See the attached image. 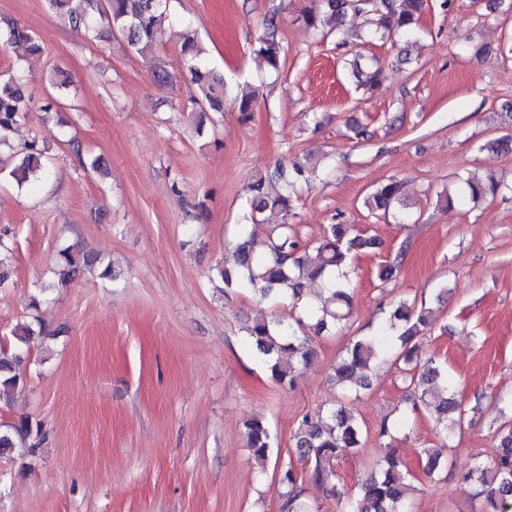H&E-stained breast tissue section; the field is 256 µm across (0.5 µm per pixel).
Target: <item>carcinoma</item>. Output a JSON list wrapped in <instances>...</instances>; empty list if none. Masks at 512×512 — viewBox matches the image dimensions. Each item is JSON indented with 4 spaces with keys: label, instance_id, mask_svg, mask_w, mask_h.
<instances>
[{
    "label": "carcinoma",
    "instance_id": "1",
    "mask_svg": "<svg viewBox=\"0 0 512 512\" xmlns=\"http://www.w3.org/2000/svg\"><path fill=\"white\" fill-rule=\"evenodd\" d=\"M50 9L70 20L74 28L91 38H97L102 28L117 33L132 46H150L156 39L169 0H46ZM428 0H390L388 3L364 7L355 0H311L303 18L308 27L317 30L330 25L341 29L345 17L354 13L366 18L369 35H411L418 16ZM265 34L259 39L256 52L267 65L276 70L280 66L282 47L277 41L274 19L265 23ZM21 45L28 54L43 51L42 43L16 22H7L0 28V48ZM179 52L187 63L196 94L190 99L192 108L209 112L224 111L227 89L224 78L209 68L205 50L195 35L180 37ZM381 69L357 72L358 86L373 90L379 83ZM24 76L15 73L0 80V147L13 149L11 135L15 125L27 117L31 107L23 91ZM307 170L306 165L293 163L292 179L286 181L287 190L272 193L265 181L255 180L250 186V224L260 223L259 215L267 210L290 211L293 196L290 189L294 180ZM49 175L43 162V150L33 140L15 154L9 176L19 186L38 182ZM500 183L493 175H468L461 180L459 198L479 202L495 197ZM366 208L375 214L392 211L405 217L406 203L402 198L401 182L391 178L376 187L364 200ZM258 241L249 224L241 225L235 247V267L220 270L224 287L250 289L264 298H289L295 305L304 297L309 282H321L323 295L320 304L303 308L293 321L285 317L261 315L245 323L246 339L258 352L271 377L283 388L295 385L297 370L310 365L316 356L305 328L318 335L325 331L342 333L350 328L349 279L342 269L350 265L351 257L363 250L379 246L376 239L357 232L349 224H329L320 238L303 243L294 228L282 224L276 238L269 241L270 258L257 254ZM81 261L80 253L71 249L61 251L58 259L59 276L65 281L74 275ZM432 321V311L416 307L406 301L397 304L382 326V334L395 337L399 345L396 360L403 364V381L414 387L413 411L433 415L442 426L441 436L447 440L462 428L467 409L456 397L453 379L435 356L426 354L416 342L424 338ZM18 344L16 351L7 353L0 347V390H15L22 383L15 366L21 359L22 347L29 345L34 329L22 324L13 331ZM385 356L381 334H355L348 338L336 364V385L341 392L351 394L370 386V373ZM33 434L27 418L0 431V453L11 451ZM363 424L338 402L326 415L306 414L301 419L294 445L300 459L311 465L309 480L331 496L336 495V464L358 447ZM496 456L477 458L460 476L471 485L474 497L492 512H508L512 504V425L503 423L496 430ZM245 441L253 457L264 463L275 447V436L269 425L260 419L245 423ZM405 466L395 450L388 449L371 473L360 485L359 502L340 504L339 512H407V501L414 490ZM280 483L285 486L282 512H303L301 499L305 488L303 480L292 465L280 469Z\"/></svg>",
    "mask_w": 512,
    "mask_h": 512
}]
</instances>
